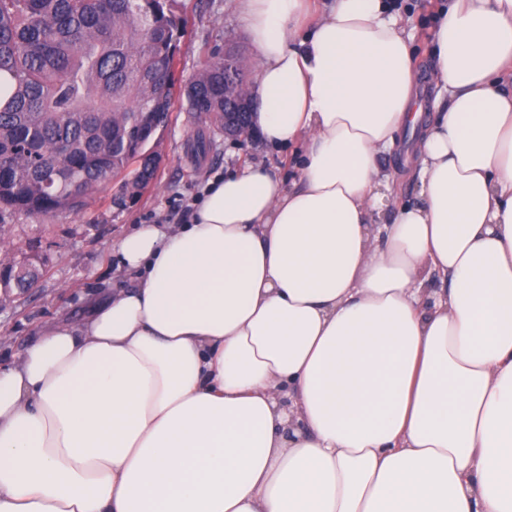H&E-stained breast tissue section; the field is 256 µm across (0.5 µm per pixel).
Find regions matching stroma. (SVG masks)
<instances>
[{
    "mask_svg": "<svg viewBox=\"0 0 512 512\" xmlns=\"http://www.w3.org/2000/svg\"><path fill=\"white\" fill-rule=\"evenodd\" d=\"M410 22L407 30L414 49L418 80L427 81L431 62V32L444 0H400ZM171 10L181 19L175 43V78L185 82L205 64L210 52L237 45L247 59L255 51L236 0H172ZM211 135L185 105L175 104L164 130L161 164L152 188L118 208L112 196L117 182H104L87 205L54 216L7 213L0 217V252L36 253L46 260L47 273L33 287L11 291L0 305V363L19 358L51 320L73 319L87 312L93 299L115 288L127 287L129 276L116 267L118 243L144 224H182L209 179L223 176L246 163L262 164L285 184L297 177L305 150L298 142L271 147L251 135L228 140L213 135L206 155L192 154L198 135Z\"/></svg>",
    "mask_w": 512,
    "mask_h": 512,
    "instance_id": "1",
    "label": "stroma"
}]
</instances>
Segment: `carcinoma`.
<instances>
[{"mask_svg": "<svg viewBox=\"0 0 512 512\" xmlns=\"http://www.w3.org/2000/svg\"><path fill=\"white\" fill-rule=\"evenodd\" d=\"M178 33L169 0H0V213L78 211L143 176L124 143L136 113L172 110ZM182 97L218 126L220 51Z\"/></svg>", "mask_w": 512, "mask_h": 512, "instance_id": "obj_1", "label": "carcinoma"}]
</instances>
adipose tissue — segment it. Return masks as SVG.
Listing matches in <instances>:
<instances>
[{"instance_id": "ef3b65f1", "label": "adipose tissue", "mask_w": 512, "mask_h": 512, "mask_svg": "<svg viewBox=\"0 0 512 512\" xmlns=\"http://www.w3.org/2000/svg\"><path fill=\"white\" fill-rule=\"evenodd\" d=\"M310 3L237 0L296 181L209 180L0 368V512H512V0L441 9L429 117L392 0ZM379 163H380L382 175L387 176V178H384V180L388 182L389 187L391 188V193H393L394 195L396 194V195L400 196V200L403 203H406V204L416 203L418 201L417 184L414 183V180L411 175H408V173H406L405 171H403L401 169V167L398 164V158H397L396 154L393 153V154L382 155L379 160ZM393 173H395V174L396 173L397 174L406 173V174H404L400 183H398L396 181V183L394 184L392 182L393 181ZM383 191L387 193V198L384 199L385 206L383 207V212H382V218L384 220L383 219L379 220L380 223L386 222L391 217L390 210L387 211L386 208H387L389 202L392 201V196H391V193L385 191V189H383Z\"/></svg>"}]
</instances>
